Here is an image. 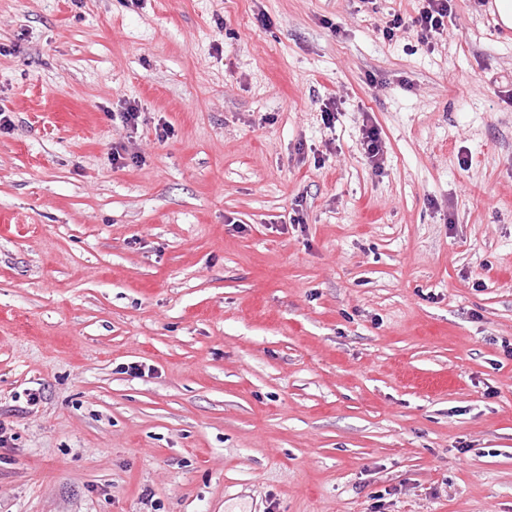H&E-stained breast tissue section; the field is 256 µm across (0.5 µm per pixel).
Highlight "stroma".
I'll return each instance as SVG.
<instances>
[{"label": "stroma", "mask_w": 512, "mask_h": 512, "mask_svg": "<svg viewBox=\"0 0 512 512\" xmlns=\"http://www.w3.org/2000/svg\"><path fill=\"white\" fill-rule=\"evenodd\" d=\"M421 6L0 0V512H512V35ZM425 5L413 20L418 42L427 49L432 48L435 36L446 30L445 19L452 12V0H424ZM362 149L366 158L375 171H380L384 165V148L380 132L376 126L371 125L363 129Z\"/></svg>", "instance_id": "stroma-1"}]
</instances>
